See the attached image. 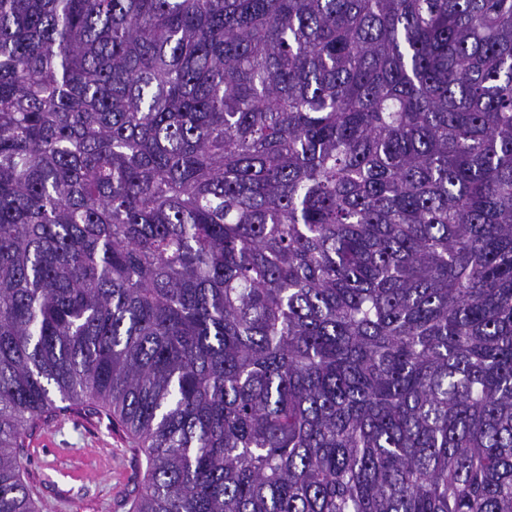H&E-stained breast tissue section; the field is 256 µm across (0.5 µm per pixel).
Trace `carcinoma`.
Here are the masks:
<instances>
[{
  "label": "carcinoma",
  "instance_id": "carcinoma-1",
  "mask_svg": "<svg viewBox=\"0 0 512 512\" xmlns=\"http://www.w3.org/2000/svg\"><path fill=\"white\" fill-rule=\"evenodd\" d=\"M58 400L132 512H512V0H0V512Z\"/></svg>",
  "mask_w": 512,
  "mask_h": 512
}]
</instances>
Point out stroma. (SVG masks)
Listing matches in <instances>:
<instances>
[{
    "instance_id": "35a3bbf8",
    "label": "stroma",
    "mask_w": 512,
    "mask_h": 512,
    "mask_svg": "<svg viewBox=\"0 0 512 512\" xmlns=\"http://www.w3.org/2000/svg\"><path fill=\"white\" fill-rule=\"evenodd\" d=\"M23 463L41 512H131L146 460L94 406L56 411L24 438Z\"/></svg>"
}]
</instances>
